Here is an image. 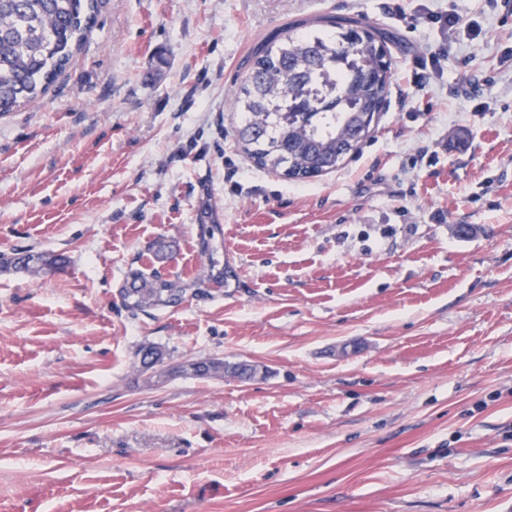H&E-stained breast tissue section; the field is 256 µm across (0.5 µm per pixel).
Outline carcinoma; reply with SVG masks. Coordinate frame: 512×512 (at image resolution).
<instances>
[{
  "instance_id": "1",
  "label": "carcinoma",
  "mask_w": 512,
  "mask_h": 512,
  "mask_svg": "<svg viewBox=\"0 0 512 512\" xmlns=\"http://www.w3.org/2000/svg\"><path fill=\"white\" fill-rule=\"evenodd\" d=\"M99 0H0V115L43 96L66 70L97 21ZM234 98L240 114L237 137L259 169L303 180L335 169L356 147L346 137L372 127L381 111L391 67L376 31L358 20L324 17L316 28L281 29L252 54ZM218 225L201 238L209 258L190 280L139 268L127 272L126 307L147 311L175 304L200 288L224 286V267L214 259ZM65 262L60 254L28 253L6 259L5 268L42 277ZM137 356L145 369L165 373L164 355L153 345ZM198 377L251 378L257 368L220 359L180 366Z\"/></svg>"
}]
</instances>
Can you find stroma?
<instances>
[{
  "label": "stroma",
  "instance_id": "35a3bbf8",
  "mask_svg": "<svg viewBox=\"0 0 512 512\" xmlns=\"http://www.w3.org/2000/svg\"><path fill=\"white\" fill-rule=\"evenodd\" d=\"M322 16L380 29L392 81L358 151L292 181L233 99ZM205 214L223 287L129 311L130 267L203 273ZM26 252L66 264L0 267V512H512V0H102L0 116V258ZM204 358L258 373H179ZM64 262L65 258L60 254L38 252L35 254L28 253L9 260L5 259L1 262V266L14 268L19 272H26L33 277H42L57 269Z\"/></svg>",
  "mask_w": 512,
  "mask_h": 512
}]
</instances>
